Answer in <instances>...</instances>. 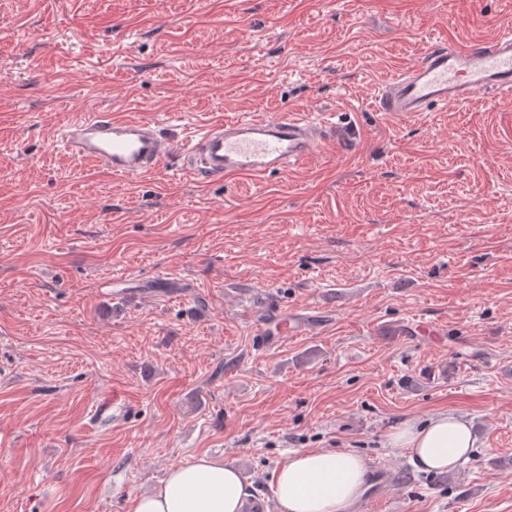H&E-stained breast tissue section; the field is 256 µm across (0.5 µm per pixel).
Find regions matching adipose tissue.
Here are the masks:
<instances>
[{
  "label": "adipose tissue",
  "mask_w": 512,
  "mask_h": 512,
  "mask_svg": "<svg viewBox=\"0 0 512 512\" xmlns=\"http://www.w3.org/2000/svg\"><path fill=\"white\" fill-rule=\"evenodd\" d=\"M475 435L460 415L443 411L391 437L425 471H449L466 462ZM367 463L351 450L292 452L273 474L282 512H354L367 480ZM247 487L232 465L207 455L172 466L134 499L132 512H244Z\"/></svg>",
  "instance_id": "adipose-tissue-1"
}]
</instances>
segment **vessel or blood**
Returning a JSON list of instances; mask_svg holds the SVG:
<instances>
[{
    "instance_id": "b4317fda",
    "label": "vessel or blood",
    "mask_w": 512,
    "mask_h": 512,
    "mask_svg": "<svg viewBox=\"0 0 512 512\" xmlns=\"http://www.w3.org/2000/svg\"><path fill=\"white\" fill-rule=\"evenodd\" d=\"M488 91L512 101V31L491 40L428 42L418 63L381 83L376 109L403 121ZM332 125L313 111L239 116L206 126L182 145V169L196 178L243 177L261 182L310 159L331 137ZM81 161L113 175L153 174L173 151L155 122L116 114L79 113L63 130Z\"/></svg>"
}]
</instances>
